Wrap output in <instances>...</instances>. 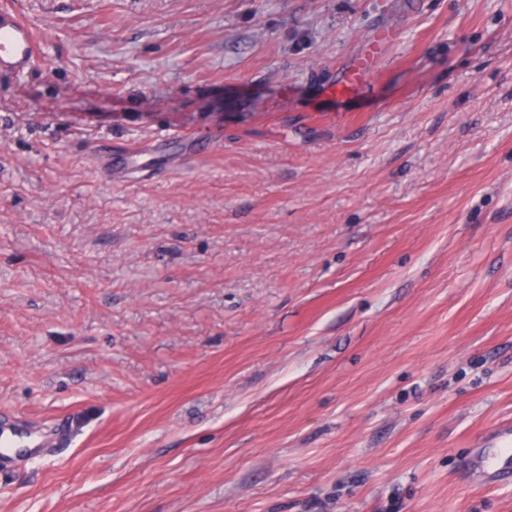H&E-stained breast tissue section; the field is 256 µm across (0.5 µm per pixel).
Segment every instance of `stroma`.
I'll return each instance as SVG.
<instances>
[{
	"instance_id": "stroma-1",
	"label": "stroma",
	"mask_w": 512,
	"mask_h": 512,
	"mask_svg": "<svg viewBox=\"0 0 512 512\" xmlns=\"http://www.w3.org/2000/svg\"><path fill=\"white\" fill-rule=\"evenodd\" d=\"M1 5L0 512H512V0ZM41 53L31 25L12 8H0V78L29 74ZM388 37L389 36L387 34L381 35L379 39L370 46L367 53L360 59L357 65L344 74L340 82L333 87L337 94H344L348 92L368 75L370 72L371 60L377 54L379 44L387 40ZM97 167L102 170L106 176L115 182H122L127 174L120 168H147L151 165L150 160L145 158L139 152H130L128 155L116 158L112 164V156L106 152L96 154ZM114 167V169H113Z\"/></svg>"
}]
</instances>
